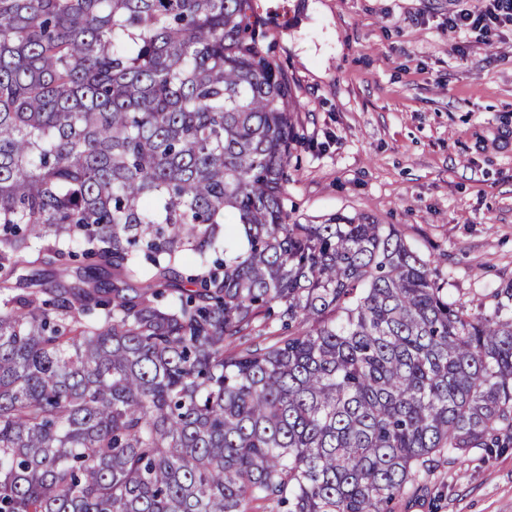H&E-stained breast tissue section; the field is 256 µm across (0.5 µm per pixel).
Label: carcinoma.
Segmentation results:
<instances>
[{
  "instance_id": "1",
  "label": "carcinoma",
  "mask_w": 512,
  "mask_h": 512,
  "mask_svg": "<svg viewBox=\"0 0 512 512\" xmlns=\"http://www.w3.org/2000/svg\"><path fill=\"white\" fill-rule=\"evenodd\" d=\"M252 0H0V512H394L512 447V284L292 219Z\"/></svg>"
}]
</instances>
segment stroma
<instances>
[{"instance_id": "obj_1", "label": "stroma", "mask_w": 512, "mask_h": 512, "mask_svg": "<svg viewBox=\"0 0 512 512\" xmlns=\"http://www.w3.org/2000/svg\"><path fill=\"white\" fill-rule=\"evenodd\" d=\"M482 4L254 0L300 104L291 215L397 225L473 307L512 283V25L448 30L449 12ZM396 512H512V447L437 459Z\"/></svg>"}]
</instances>
